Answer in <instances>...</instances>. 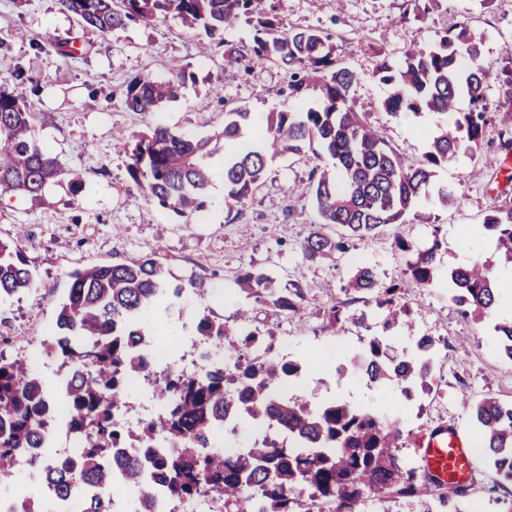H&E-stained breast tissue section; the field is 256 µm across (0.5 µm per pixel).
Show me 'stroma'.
<instances>
[{
  "instance_id": "35a3bbf8",
  "label": "stroma",
  "mask_w": 512,
  "mask_h": 512,
  "mask_svg": "<svg viewBox=\"0 0 512 512\" xmlns=\"http://www.w3.org/2000/svg\"><path fill=\"white\" fill-rule=\"evenodd\" d=\"M270 2L284 28H313L331 35L338 60L357 77L351 90L357 110L367 114L404 165L417 164L427 150L417 126H435L439 117L428 114L412 122L387 114L382 102L390 89L374 76L380 55L401 58L410 42L429 43L436 32L467 21L483 42L482 62L492 74L485 88L488 110L512 108V0H434L420 17L410 0ZM254 35L253 23L242 19L225 29L219 43L185 30L170 17L151 25L131 22L103 37L83 30L75 16L59 10L56 0H0V84L36 112L37 143L81 177L77 184L67 178L48 184L36 200L0 190V239L12 241L26 233L34 242L26 256L36 274L34 288L0 301V336L9 340L13 354L21 341L41 344L55 329L54 302L67 294L69 272L158 251L168 259L173 282L200 275L212 289L203 299L183 295L159 313L175 340L189 350L197 344L200 317L234 321L244 304L234 281L250 266L270 273L275 287L295 283L303 289L300 314L267 309L259 315L260 326L273 332L289 357L321 354L322 366L306 374L295 394L315 402L334 398L369 407L397 421L404 432L400 454L413 462L419 439L442 426L476 442L469 408L487 396L512 403V360L501 351L490 323L462 315L448 297L447 282L404 298L420 333L440 340L435 395L408 402L397 385L379 388L358 374H339L338 368L348 356L363 352L375 336H386L398 355L411 346L404 332L385 330L374 294L348 286L360 266L371 267L384 287L400 278L406 258L394 245L396 236L420 246L433 236L443 238V272L476 256H492L481 224L505 188L499 123L487 127L478 158L462 155L439 171V180L454 188L447 206L424 203L406 223L385 226L372 241H350L345 253L330 259L310 261L301 251L319 221L313 198L294 192L295 186L308 183L319 163L312 150L270 160L264 183L241 206L226 205L222 181L213 182L205 211L188 218L149 202L129 176L125 145L152 120L200 137L221 128L225 112L238 107L259 120L270 112L301 108V101L288 96L291 73L279 62L240 71L236 80L225 81V49L248 52ZM57 39L70 43L71 55L57 52ZM174 59L191 75L181 97L152 116L129 111L123 99L131 80L166 79ZM333 307L345 317L332 328L326 313ZM360 313L366 314L365 323L355 322ZM477 501L484 512H512V481L479 457L464 495L448 493L446 504L370 496L364 512H423L427 507L432 512H469Z\"/></svg>"
}]
</instances>
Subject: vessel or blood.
I'll return each mask as SVG.
<instances>
[{
  "label": "vessel or blood",
  "mask_w": 512,
  "mask_h": 512,
  "mask_svg": "<svg viewBox=\"0 0 512 512\" xmlns=\"http://www.w3.org/2000/svg\"><path fill=\"white\" fill-rule=\"evenodd\" d=\"M419 460L434 481L460 485L471 473L473 448L455 430L440 428L420 441Z\"/></svg>",
  "instance_id": "vessel-or-blood-1"
}]
</instances>
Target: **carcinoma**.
<instances>
[{
  "mask_svg": "<svg viewBox=\"0 0 512 512\" xmlns=\"http://www.w3.org/2000/svg\"><path fill=\"white\" fill-rule=\"evenodd\" d=\"M266 2L57 0L61 11L101 35L131 21L150 24L173 15L187 30L215 38L246 17L255 24L252 50L243 56L228 49L225 77L275 60L296 69L291 95L315 93L310 107L268 113L265 128L251 139L246 135L252 119L245 108L225 113L222 130L200 138L152 124L127 143L129 175L146 197L178 215L203 211L216 174L212 158L224 147V201L239 205L264 182L269 160L316 146L326 162L313 171L306 187L320 215L302 244L307 260L343 253L351 237L372 239L382 227L404 223L425 199L448 205L453 191L435 182L437 171L461 154L477 156L483 130L493 119L484 106L489 72L467 25L453 34L438 33L429 44L410 45L398 61L386 55L376 65L375 76L391 86L382 103L388 113L453 116L452 123H439L427 132L422 161L406 167L366 114L356 111L349 95L355 74L338 63L332 38L313 29L280 30ZM187 79L177 64L165 80L136 77L127 86L124 104L152 115L179 97ZM462 97L469 102L464 112L458 107ZM35 120L23 99L0 87V189L34 199L48 182L67 175L34 139ZM330 225L343 227L345 235L328 236ZM481 227L497 259L449 268L448 291L465 316L491 321L502 352L512 360V317L497 314L501 267H512V199L490 207ZM395 246L407 255L403 279L382 289L376 304L385 312L386 328L400 326L412 336L410 351L393 356L386 338L374 337L339 372L359 373L376 386L394 382L410 399L433 379L434 339L417 331L402 300L413 289L437 284L442 242L435 234L421 248L399 236ZM70 278L67 296L56 305V332L42 348L67 373L82 369L68 380L63 396L66 427L77 444L74 457L59 464L47 455L50 436L61 421L55 389L31 363L0 351V476L14 472L18 458L39 448L34 464L45 475L52 498L74 502L77 512H149L154 508L153 496L145 492L150 483L189 508L207 496L220 512H297L295 505L305 496L329 504L331 512H361L368 494L443 500L441 485L399 455L403 431L398 423L347 402L313 403L288 395V382L312 365L281 357L275 337L252 327V309H238L232 324L200 318L201 341L220 346L222 358L234 363L224 369L207 362L187 376L174 363L158 366L152 355L159 336L157 311L170 294H200L202 280L194 277L185 286H171L167 263L157 253L77 269ZM34 286L25 251L14 240H0V299ZM235 287L246 299L280 313L303 309L299 285L275 288L269 275L252 267L241 270ZM350 287L370 293L379 283L371 268L360 267ZM257 339L264 354L250 358L246 352ZM133 381L150 387L158 408L130 425L118 411L135 410L129 396ZM471 410L482 455L511 481L512 404L489 397ZM247 423L281 436L254 437L230 463L215 432L235 434ZM131 487L137 497L120 500V493ZM47 507L38 486L31 495L13 498L12 512H46Z\"/></svg>",
  "mask_w": 512,
  "mask_h": 512,
  "instance_id": "obj_1",
  "label": "carcinoma"
}]
</instances>
